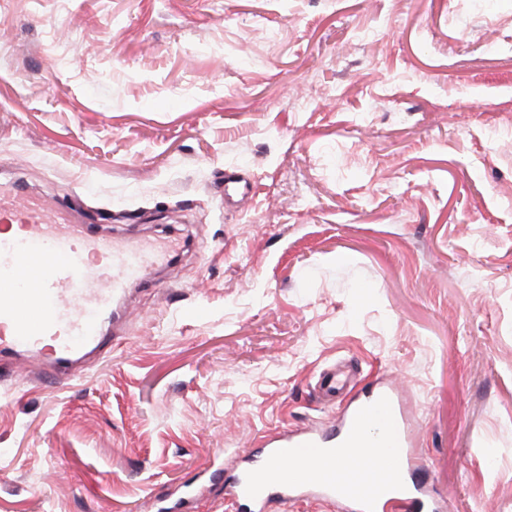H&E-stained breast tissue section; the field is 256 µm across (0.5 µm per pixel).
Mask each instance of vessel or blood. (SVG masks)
<instances>
[{"label":"vessel or blood","instance_id":"obj_1","mask_svg":"<svg viewBox=\"0 0 512 512\" xmlns=\"http://www.w3.org/2000/svg\"><path fill=\"white\" fill-rule=\"evenodd\" d=\"M89 254L106 257L111 274L92 275L84 261ZM174 254L161 245L101 242L67 210L0 193V353L48 366L62 381L78 378L83 355L106 342L102 319L113 303ZM315 388L325 401L347 397L341 415L327 427L263 437L260 453L245 455L241 470L224 482L226 512H268L271 503L285 508L310 498L340 512H442L421 478L423 459L389 383L378 381L364 397L353 398L346 375L331 367L320 372ZM374 422L389 428L377 469L348 476L327 464L326 449L371 440ZM299 460L308 462L307 472L294 469Z\"/></svg>","mask_w":512,"mask_h":512}]
</instances>
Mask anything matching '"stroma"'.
<instances>
[{
    "mask_svg": "<svg viewBox=\"0 0 512 512\" xmlns=\"http://www.w3.org/2000/svg\"><path fill=\"white\" fill-rule=\"evenodd\" d=\"M0 185L179 245L82 377L0 364V512H225L339 362L512 512V0H0Z\"/></svg>",
    "mask_w": 512,
    "mask_h": 512,
    "instance_id": "1",
    "label": "stroma"
}]
</instances>
